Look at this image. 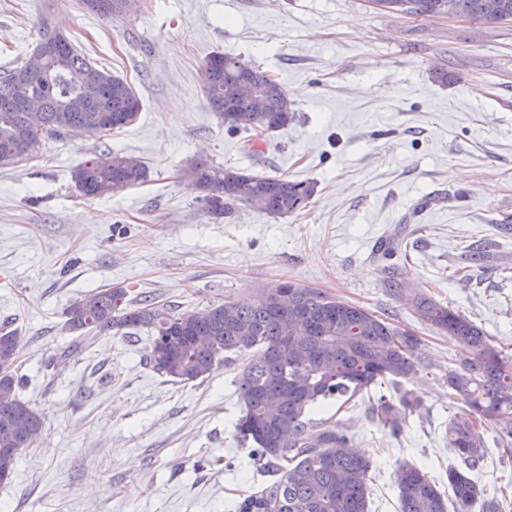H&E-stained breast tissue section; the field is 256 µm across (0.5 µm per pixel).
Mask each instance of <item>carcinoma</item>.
Here are the masks:
<instances>
[{
  "label": "carcinoma",
  "mask_w": 512,
  "mask_h": 512,
  "mask_svg": "<svg viewBox=\"0 0 512 512\" xmlns=\"http://www.w3.org/2000/svg\"><path fill=\"white\" fill-rule=\"evenodd\" d=\"M498 2L502 18L494 21L486 18L484 0H379L388 12L432 17L448 10L471 21L483 18L490 26L512 22V0ZM80 3L105 19L131 12L126 0ZM34 50L47 54V67L30 69L24 62L0 74V168L32 157L71 129L100 139L133 122L140 110L128 82L97 68L46 19ZM201 74L203 91L224 127L256 133L247 143L252 155L261 153L260 137L294 120V104L283 86L238 57L212 52ZM244 83L255 88L253 94L241 92ZM24 93L41 96L40 112L24 109ZM181 177L215 219L240 205L270 216L295 214L315 193L311 182L199 160L187 162ZM73 180L84 197L115 196L143 183L146 168L132 157L108 152L78 165ZM383 283L391 296L406 297V283L397 273L385 271ZM284 285L259 289L248 304L227 297L203 310L147 298L129 302L125 288L98 289L70 303L65 328L120 336L146 329L152 337V369L184 384L210 375L226 353H251L236 380L242 407L237 437L277 479L237 503L236 512H369L371 461L355 449L344 425L312 415L330 400H350L380 381L395 383L431 363L418 353L415 333L319 289ZM409 303L422 323L466 353L444 375L448 389L466 406L448 422V443L465 466H448L455 512H502L499 500L484 496L467 472L485 460L487 424L495 427L497 444L512 453V363L465 315L423 292L414 293ZM17 347L16 332H0V483L10 480L19 457L4 449L33 447L43 424L38 410L18 395ZM418 406L407 392L396 404L382 395L375 413L382 427L395 432L401 416ZM395 483L399 512H448V500L417 466L402 464Z\"/></svg>",
  "instance_id": "obj_1"
}]
</instances>
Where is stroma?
Returning <instances> with one entry per match:
<instances>
[{"label": "stroma", "instance_id": "1", "mask_svg": "<svg viewBox=\"0 0 512 512\" xmlns=\"http://www.w3.org/2000/svg\"><path fill=\"white\" fill-rule=\"evenodd\" d=\"M44 18L127 80L141 110L111 135L71 131L0 168V327L19 334L18 394L44 417L0 484V512H229L272 480L236 438L234 380L249 354L172 381L147 364V332L65 330L71 301L98 288L198 310L290 280L415 332L433 365L458 366L461 351L386 293L391 268L512 359V24L389 15L371 0H139L120 19L79 0H0V70L29 58ZM214 51L271 75L294 102L262 157L202 92ZM107 151L141 161L146 182L81 196L74 168ZM193 158L311 181L316 192L297 214L242 206L216 220L180 179ZM389 238L401 249L386 257L378 246ZM405 392L421 406L398 433L374 420L372 391L340 415L372 464L369 512H398L394 473L405 462L449 490L448 420L462 404L424 371L386 394ZM472 477L512 498V461L499 448L488 446Z\"/></svg>", "mask_w": 512, "mask_h": 512}]
</instances>
